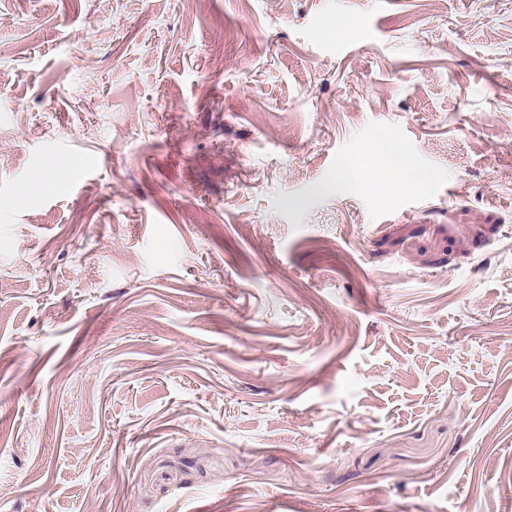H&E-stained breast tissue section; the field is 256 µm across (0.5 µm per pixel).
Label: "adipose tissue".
I'll use <instances>...</instances> for the list:
<instances>
[{
    "label": "adipose tissue",
    "instance_id": "1",
    "mask_svg": "<svg viewBox=\"0 0 512 512\" xmlns=\"http://www.w3.org/2000/svg\"><path fill=\"white\" fill-rule=\"evenodd\" d=\"M353 167L360 172V179L351 182L340 175L336 178V186L349 185L358 190L374 185L396 188L405 182L416 183L424 179L423 173L407 156L403 147L387 139L371 143L354 161Z\"/></svg>",
    "mask_w": 512,
    "mask_h": 512
}]
</instances>
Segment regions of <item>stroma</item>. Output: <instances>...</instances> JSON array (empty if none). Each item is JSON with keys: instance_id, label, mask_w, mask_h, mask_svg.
I'll list each match as a JSON object with an SVG mask.
<instances>
[{"instance_id": "stroma-1", "label": "stroma", "mask_w": 512, "mask_h": 512, "mask_svg": "<svg viewBox=\"0 0 512 512\" xmlns=\"http://www.w3.org/2000/svg\"><path fill=\"white\" fill-rule=\"evenodd\" d=\"M0 512H512V0H0ZM353 167L363 175L362 179L351 181L343 175H337L336 187L363 190L373 185H382L398 188L404 182H422L426 178L403 147L387 139L371 143L353 162Z\"/></svg>"}]
</instances>
